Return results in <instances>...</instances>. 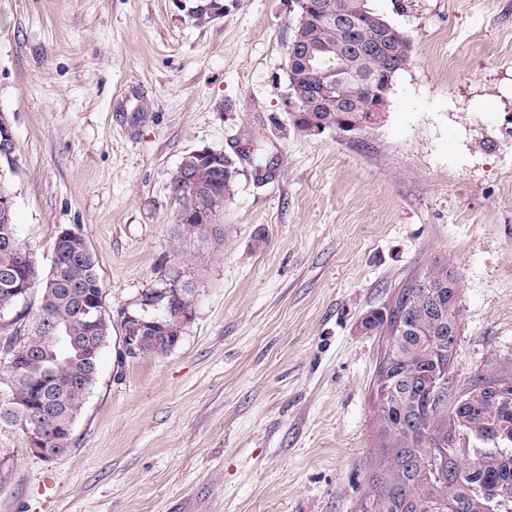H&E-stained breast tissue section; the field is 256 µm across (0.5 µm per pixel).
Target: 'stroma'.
I'll return each mask as SVG.
<instances>
[{"mask_svg":"<svg viewBox=\"0 0 512 512\" xmlns=\"http://www.w3.org/2000/svg\"><path fill=\"white\" fill-rule=\"evenodd\" d=\"M408 36L384 121L300 130L291 0H0V115L19 237L96 259L112 320L69 452L16 449L0 512H359L378 443L382 339L363 320L453 266L449 397L512 369V0H371ZM239 158L200 264L171 180ZM181 273L193 316L167 354L118 357L121 309Z\"/></svg>","mask_w":512,"mask_h":512,"instance_id":"1","label":"stroma"}]
</instances>
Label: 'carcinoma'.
I'll return each mask as SVG.
<instances>
[{
  "instance_id": "obj_1",
  "label": "carcinoma",
  "mask_w": 512,
  "mask_h": 512,
  "mask_svg": "<svg viewBox=\"0 0 512 512\" xmlns=\"http://www.w3.org/2000/svg\"><path fill=\"white\" fill-rule=\"evenodd\" d=\"M358 15L355 32L337 33L324 21L309 25L302 33L325 59H355L351 47L370 43L377 35V18L369 0H343ZM402 56L375 53L360 62L366 76L391 75L403 70ZM298 83L312 91L319 87L320 71L298 64ZM240 175L237 161L226 156L206 158L194 169V184L175 179L172 193L178 211L208 212V224H179L177 235L202 242L224 239V225H215L224 203L235 193ZM83 240L56 241L48 273L37 266L33 254L19 239L14 207L0 209V319L22 300L26 291L40 286L37 311L15 317L10 342L24 340L30 355L0 372V448L24 447L25 426L37 418L55 432L52 448H71L68 427L81 414L87 395L98 377L99 356L112 332L104 308V289L92 253L79 254L73 247ZM148 297L159 302L163 315L155 336H179L183 325L169 311L161 289ZM459 300L448 302V289L429 292L412 281L400 289L386 307L374 311L366 328L383 337V352L398 336L399 354L392 368L395 392L383 394L375 383V409L379 458L360 512H443L440 504L453 496L463 502L462 512H492V503L512 502V398L495 402L471 397L482 383L500 382L512 387V373L480 377L456 397L434 404L421 398L422 388L433 376L449 381L455 350L441 346L442 322L460 323ZM469 434L491 447L475 461L461 460L456 484L448 486V470H433L431 449L448 436Z\"/></svg>"
}]
</instances>
